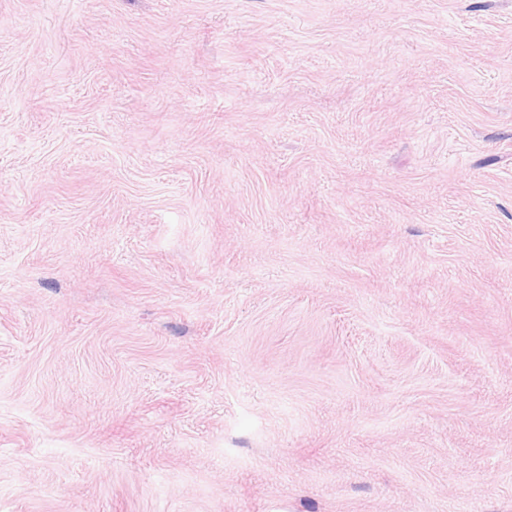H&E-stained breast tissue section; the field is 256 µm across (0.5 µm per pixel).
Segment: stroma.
Listing matches in <instances>:
<instances>
[{"instance_id": "stroma-1", "label": "stroma", "mask_w": 512, "mask_h": 512, "mask_svg": "<svg viewBox=\"0 0 512 512\" xmlns=\"http://www.w3.org/2000/svg\"><path fill=\"white\" fill-rule=\"evenodd\" d=\"M0 512H512V0H0Z\"/></svg>"}]
</instances>
